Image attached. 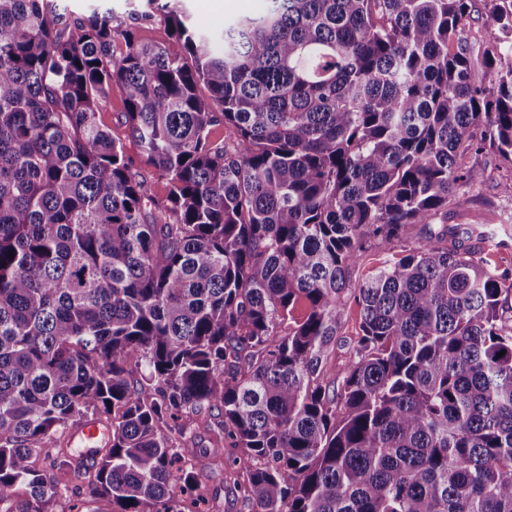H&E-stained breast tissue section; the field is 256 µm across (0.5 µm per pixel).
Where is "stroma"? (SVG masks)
<instances>
[{"mask_svg":"<svg viewBox=\"0 0 512 512\" xmlns=\"http://www.w3.org/2000/svg\"><path fill=\"white\" fill-rule=\"evenodd\" d=\"M56 11L63 22L73 23L78 17L89 13L92 9H111L115 18L126 25L134 26L139 38L163 42L166 41L169 29L162 16H155L152 22L138 24L133 20L136 13L145 10V0H52ZM182 8L190 14L201 30L220 35L225 23L242 16L261 13L266 7V0H224V7L213 10L208 0H181ZM123 93L120 88H113L112 95L99 114L100 123L109 130L113 138L122 144L126 156L133 169L144 170L145 165L137 144L129 137L123 117ZM461 165L477 166L484 172L483 179L474 186L459 189L455 201L447 213L437 216L431 227L441 230L443 226L453 224H481L495 222L498 225L499 238L508 242L507 247L486 250L483 257L490 269L497 270L512 267V219L500 221L498 207L512 199V166L506 164L498 153L490 148L477 155H468L460 160ZM422 225L415 224L409 229L407 238L396 243L392 252H383L376 245L369 246L351 271L353 283H361L372 276L381 266L387 255L402 256L405 251L414 248L424 240ZM361 334L360 309L352 297H345L341 308L340 323L337 332L336 349L330 362L337 369H344L349 363L356 342ZM197 440L208 453L196 465L197 493L202 502L199 512H241L239 502L228 498L220 475L224 461V449L216 445L214 433L206 427L195 429Z\"/></svg>","mask_w":512,"mask_h":512,"instance_id":"35a3bbf8","label":"stroma"}]
</instances>
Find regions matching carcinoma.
Listing matches in <instances>:
<instances>
[{
  "label": "carcinoma",
  "mask_w": 512,
  "mask_h": 512,
  "mask_svg": "<svg viewBox=\"0 0 512 512\" xmlns=\"http://www.w3.org/2000/svg\"><path fill=\"white\" fill-rule=\"evenodd\" d=\"M486 2L487 84L474 0H268L217 38L167 3L165 43L0 0L4 512H53L75 476L120 512H181L205 453L183 418L213 413L246 509L512 512V281L478 256L488 225L351 284L369 243L480 182L462 156L512 163V0ZM115 84L164 203L98 122ZM349 293L362 334L336 371ZM83 421L109 430L88 459L62 448ZM473 10L469 27L464 34L477 52L479 48H483L489 41L492 27L488 18V9L485 8L483 0H476Z\"/></svg>",
  "instance_id": "1"
}]
</instances>
